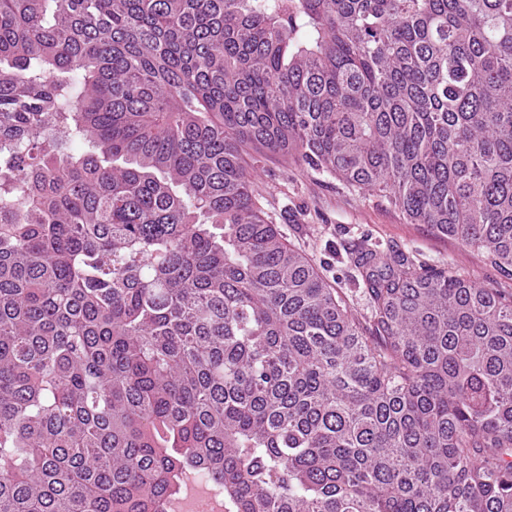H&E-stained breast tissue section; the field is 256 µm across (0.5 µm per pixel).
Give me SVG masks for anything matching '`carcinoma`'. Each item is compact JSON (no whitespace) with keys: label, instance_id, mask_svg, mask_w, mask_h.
Listing matches in <instances>:
<instances>
[{"label":"carcinoma","instance_id":"carcinoma-1","mask_svg":"<svg viewBox=\"0 0 512 512\" xmlns=\"http://www.w3.org/2000/svg\"><path fill=\"white\" fill-rule=\"evenodd\" d=\"M249 147L512 279V0H0V512H512V292L359 318ZM209 483L199 480L196 473L187 471L182 476L181 487L178 496L171 499L164 508L165 511H177L182 497L189 495L195 499L197 512L223 511L224 506L209 494Z\"/></svg>","mask_w":512,"mask_h":512}]
</instances>
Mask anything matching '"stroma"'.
Masks as SVG:
<instances>
[{"mask_svg": "<svg viewBox=\"0 0 512 512\" xmlns=\"http://www.w3.org/2000/svg\"><path fill=\"white\" fill-rule=\"evenodd\" d=\"M257 190L288 240L306 251L328 282L342 290L357 316H366L367 300L352 254L367 243L404 252L420 265H451L481 285L512 289V279L502 276L481 253L427 225L407 223L386 199L347 189L333 177L303 166L295 156L266 161Z\"/></svg>", "mask_w": 512, "mask_h": 512, "instance_id": "1", "label": "stroma"}]
</instances>
